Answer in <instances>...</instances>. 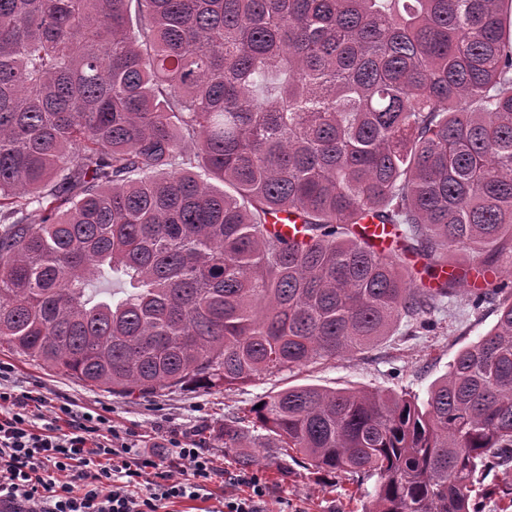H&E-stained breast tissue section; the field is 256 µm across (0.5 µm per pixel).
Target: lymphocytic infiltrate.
Returning <instances> with one entry per match:
<instances>
[{
	"instance_id": "lymphocytic-infiltrate-1",
	"label": "lymphocytic infiltrate",
	"mask_w": 512,
	"mask_h": 512,
	"mask_svg": "<svg viewBox=\"0 0 512 512\" xmlns=\"http://www.w3.org/2000/svg\"><path fill=\"white\" fill-rule=\"evenodd\" d=\"M190 437L141 450L110 417L0 386V505L6 512H167L222 479Z\"/></svg>"
}]
</instances>
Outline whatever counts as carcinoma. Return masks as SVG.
<instances>
[{"label":"carcinoma","instance_id":"obj_1","mask_svg":"<svg viewBox=\"0 0 512 512\" xmlns=\"http://www.w3.org/2000/svg\"><path fill=\"white\" fill-rule=\"evenodd\" d=\"M506 249L512 0H0V345L128 397L229 388L432 332L474 281L497 322L424 400L288 386L222 435L377 478L364 512H483Z\"/></svg>","mask_w":512,"mask_h":512}]
</instances>
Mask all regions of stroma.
Segmentation results:
<instances>
[{
	"instance_id": "stroma-1",
	"label": "stroma",
	"mask_w": 512,
	"mask_h": 512,
	"mask_svg": "<svg viewBox=\"0 0 512 512\" xmlns=\"http://www.w3.org/2000/svg\"><path fill=\"white\" fill-rule=\"evenodd\" d=\"M467 299L465 290H458L451 305L452 318L442 319L438 329L427 335L410 336L401 329L360 353L262 377L230 390L190 387L155 398L125 397L88 387L4 345L0 346V364L7 365L8 370L0 375V383L18 392L40 389L53 399L69 400L80 411L108 410L113 425L137 440L153 442L173 429L196 436L224 469L225 482L210 487L218 500L224 494L244 491L230 480L246 469L218 436L227 417L249 409L272 392L297 384L426 396L430 385L447 372L457 351L477 341L497 319L490 305L470 313ZM251 454L254 462L248 470L257 473L266 486V512H362L374 491V481L358 488L342 476L312 473L300 462H288L286 472H279L281 454L276 448H255Z\"/></svg>"
}]
</instances>
